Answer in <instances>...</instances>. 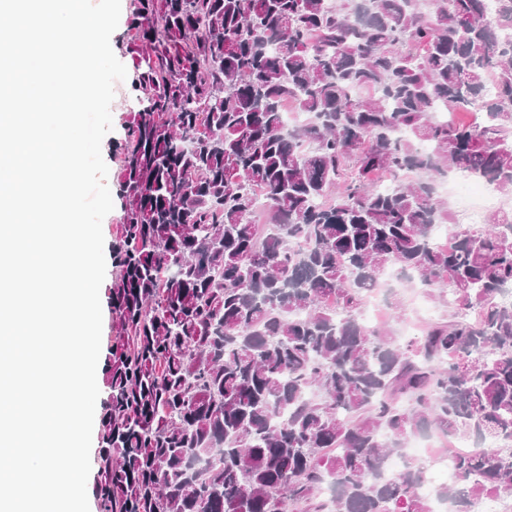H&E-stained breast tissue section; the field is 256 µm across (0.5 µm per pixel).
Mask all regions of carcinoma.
Instances as JSON below:
<instances>
[{
  "label": "carcinoma",
  "mask_w": 512,
  "mask_h": 512,
  "mask_svg": "<svg viewBox=\"0 0 512 512\" xmlns=\"http://www.w3.org/2000/svg\"><path fill=\"white\" fill-rule=\"evenodd\" d=\"M127 35L96 512H435L384 476L430 431L481 444L439 500L511 501L512 212L431 232L439 177L512 196V0H130ZM390 267L450 296L414 349L359 318Z\"/></svg>",
  "instance_id": "obj_1"
}]
</instances>
